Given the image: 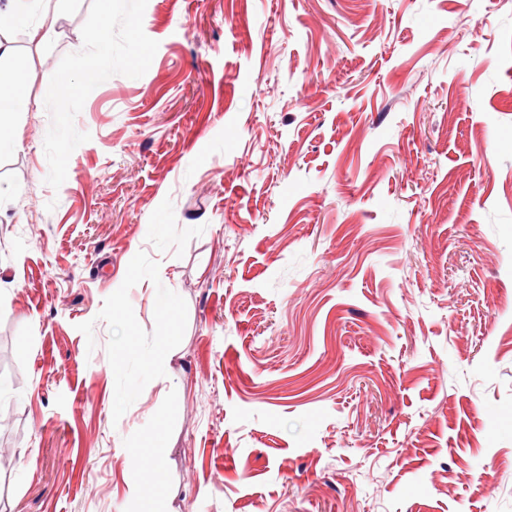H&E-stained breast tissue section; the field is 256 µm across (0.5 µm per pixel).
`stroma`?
I'll list each match as a JSON object with an SVG mask.
<instances>
[{
    "label": "stroma",
    "mask_w": 512,
    "mask_h": 512,
    "mask_svg": "<svg viewBox=\"0 0 512 512\" xmlns=\"http://www.w3.org/2000/svg\"><path fill=\"white\" fill-rule=\"evenodd\" d=\"M40 10L0 59V512H512V0ZM27 97L26 82L11 70L0 68V144L3 131L10 126L14 115L21 112ZM168 434L163 430L158 432L147 444L138 445V448L152 449V480L155 485L166 483L167 466L165 459V449L168 448Z\"/></svg>",
    "instance_id": "obj_1"
}]
</instances>
